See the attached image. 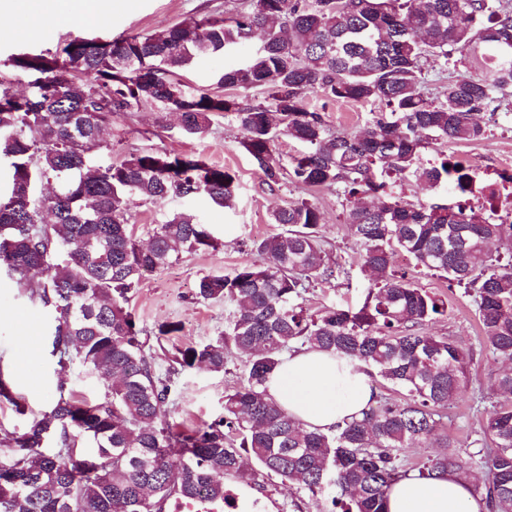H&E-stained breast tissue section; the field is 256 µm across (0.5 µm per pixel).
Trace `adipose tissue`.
<instances>
[{"label":"adipose tissue","mask_w":512,"mask_h":512,"mask_svg":"<svg viewBox=\"0 0 512 512\" xmlns=\"http://www.w3.org/2000/svg\"><path fill=\"white\" fill-rule=\"evenodd\" d=\"M266 392L306 428L329 431L361 416L378 392L366 373L341 356L298 348L288 352L267 381ZM387 512H485L466 481L439 472L428 478L410 473L389 492Z\"/></svg>","instance_id":"ef3b65f1"}]
</instances>
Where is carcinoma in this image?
<instances>
[{"mask_svg":"<svg viewBox=\"0 0 512 512\" xmlns=\"http://www.w3.org/2000/svg\"><path fill=\"white\" fill-rule=\"evenodd\" d=\"M259 30L256 55L224 69L218 84L259 90L261 101L180 80L193 60L221 55ZM457 54L480 73L450 74L442 97L425 95L429 60L447 64ZM7 64L29 77L30 92L18 96L0 82V165L9 174L0 192V276L50 313L59 371H91L104 398L79 400L61 384L50 410L0 440V512L227 504L224 478L262 490L272 476L324 502L320 512H386L390 487L405 475L400 451L431 447L439 409L467 386L473 363L465 346L422 332L447 315L448 303L394 269V254L473 294L483 344L512 362V260L491 252L497 243L512 246V223L465 204L414 206L386 192L387 180L408 174L429 188L448 183V156L427 166L422 152L440 141L483 139L482 110L512 100V0H248L234 19L190 17L159 34L108 42L75 38ZM311 92L383 111L359 134L333 135L305 104ZM147 105L177 113L195 138L208 133L211 114L232 113L270 188L290 178L342 190L370 283L359 308L309 314L304 282L333 277L320 211L307 200L273 209L284 232L253 242L257 260L199 281L196 299L222 300L233 317L224 335L178 351L176 363L219 373L234 349L245 357L244 378L224 395V416L187 430L165 420L171 380L152 365L127 303L145 273L181 249L215 247L214 238L196 215L175 212L140 245L127 201L205 195L229 208L236 188L228 171L196 154L144 151L93 165L88 151L101 148L100 128ZM280 134L305 146L287 168L274 157ZM36 266L44 279L34 283L26 272ZM295 344L357 361L407 400L381 396L329 433L309 430L265 390ZM494 386L501 399L465 451L430 458L418 474L453 472L488 512H512V371Z\"/></svg>","mask_w":512,"mask_h":512,"instance_id":"obj_1","label":"carcinoma"}]
</instances>
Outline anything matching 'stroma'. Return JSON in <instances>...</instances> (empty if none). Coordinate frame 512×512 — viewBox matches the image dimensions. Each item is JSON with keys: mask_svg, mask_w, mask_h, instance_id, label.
<instances>
[{"mask_svg": "<svg viewBox=\"0 0 512 512\" xmlns=\"http://www.w3.org/2000/svg\"><path fill=\"white\" fill-rule=\"evenodd\" d=\"M240 8L241 0H111L99 22L88 25L74 20L44 36L33 12L16 7L0 16V80L10 84L16 93H28L27 76L3 64L14 53L54 51L77 36L104 42L122 34H154L192 16L233 18ZM260 45L256 38L226 54L198 59L184 70L183 79L195 89L218 92L217 77L225 66L244 64ZM305 103L320 112L332 130L350 133L359 132L375 110L368 103L337 102L315 93L307 95ZM484 115L488 132L482 140L443 143L436 150L425 151L424 159H433L438 153L453 157L467 152L484 167L512 162V104L486 109ZM242 139V130L232 115L212 114L207 135L196 139L183 134L175 113L146 107L113 118L105 135L107 145L96 153L97 163L103 166L150 149L196 153L236 177L237 193L231 208L218 207L203 196L163 204L137 197L128 202L137 241H147L152 226L162 223L173 212L188 210L200 217L219 243L215 249L180 254L176 261L145 276L129 295L128 307L156 370L170 374L174 382L175 393L167 407V418L178 429L222 417L224 396L239 385L244 370V359L235 352L229 353L220 373L183 368L176 363L178 350L223 334L232 317L231 307L223 301H197L196 286L204 276L228 275L241 264L253 261L252 240L281 233V226L270 221L273 207L307 199L321 212L319 234L334 275L327 280L306 281L302 302L309 313L334 305L358 306L369 286L359 270L360 250L345 222L343 193L335 188L292 184L268 188L262 172L242 147ZM394 264L410 272L418 287L448 301L447 315L428 323L426 333L462 342L473 352L470 381L449 401L439 428L440 436L456 448H466L483 415L491 409V379L503 370L504 364L481 344L479 319L471 296L465 295L463 289L449 287L443 279L412 268L403 256H395ZM49 321L48 311L30 301L25 289L6 280L0 282V371L26 408L21 415L14 405L0 401V438L25 431L34 415L49 410L58 384H66L79 399L99 400L104 396L95 377L83 367L75 365L66 373H59L48 345ZM168 325L178 326V333L160 337V329ZM258 498L260 512H317L316 504L307 495L276 477L266 480Z\"/></svg>", "mask_w": 512, "mask_h": 512, "instance_id": "obj_1", "label": "stroma"}]
</instances>
